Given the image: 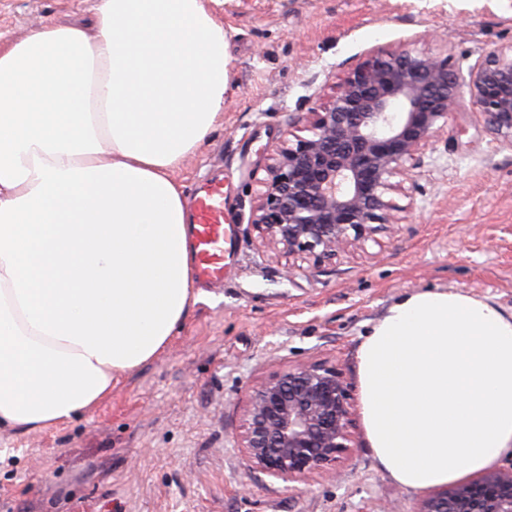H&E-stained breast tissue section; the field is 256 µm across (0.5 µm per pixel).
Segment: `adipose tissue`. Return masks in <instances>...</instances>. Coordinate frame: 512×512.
<instances>
[{"label":"adipose tissue","mask_w":512,"mask_h":512,"mask_svg":"<svg viewBox=\"0 0 512 512\" xmlns=\"http://www.w3.org/2000/svg\"><path fill=\"white\" fill-rule=\"evenodd\" d=\"M224 0H95L0 47V425L65 424L196 304L174 178L224 118ZM364 440L414 490L512 450V313L400 295L356 351Z\"/></svg>","instance_id":"ef3b65f1"}]
</instances>
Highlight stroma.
Returning a JSON list of instances; mask_svg holds the SVG:
<instances>
[{
	"label": "stroma",
	"mask_w": 512,
	"mask_h": 512,
	"mask_svg": "<svg viewBox=\"0 0 512 512\" xmlns=\"http://www.w3.org/2000/svg\"><path fill=\"white\" fill-rule=\"evenodd\" d=\"M92 0H0V46L47 20L90 26ZM235 90L224 124L176 173L184 192L224 177L238 253L155 358L69 423L0 430V512H415L351 414L334 471L285 484L250 468L237 435L253 386L295 364L336 367L358 405L362 334L402 293L462 291L512 308V147L461 103L432 139L402 229L369 257L286 275L249 222L264 158L289 124L379 52L450 56L469 68L512 44V0H226Z\"/></svg>",
	"instance_id": "stroma-1"
}]
</instances>
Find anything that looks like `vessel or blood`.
Wrapping results in <instances>:
<instances>
[{"instance_id":"1","label":"vessel or blood","mask_w":512,"mask_h":512,"mask_svg":"<svg viewBox=\"0 0 512 512\" xmlns=\"http://www.w3.org/2000/svg\"><path fill=\"white\" fill-rule=\"evenodd\" d=\"M224 181L213 178L193 190L189 215V252L192 274L198 283L216 286L224 280L234 235L224 224Z\"/></svg>"}]
</instances>
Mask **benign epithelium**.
Listing matches in <instances>:
<instances>
[{"mask_svg":"<svg viewBox=\"0 0 512 512\" xmlns=\"http://www.w3.org/2000/svg\"><path fill=\"white\" fill-rule=\"evenodd\" d=\"M466 95L487 131L512 146V44L487 52L465 74L448 55L406 49L355 67L307 113L309 136H285L266 155L250 221L259 245L290 271L381 245L400 230L388 194L415 188L437 124ZM350 415L336 367L289 366L252 389L239 448L252 469L298 482L351 450ZM489 487L496 494H482ZM415 512H512V470L432 490Z\"/></svg>","mask_w":512,"mask_h":512,"instance_id":"obj_1","label":"benign epithelium"}]
</instances>
